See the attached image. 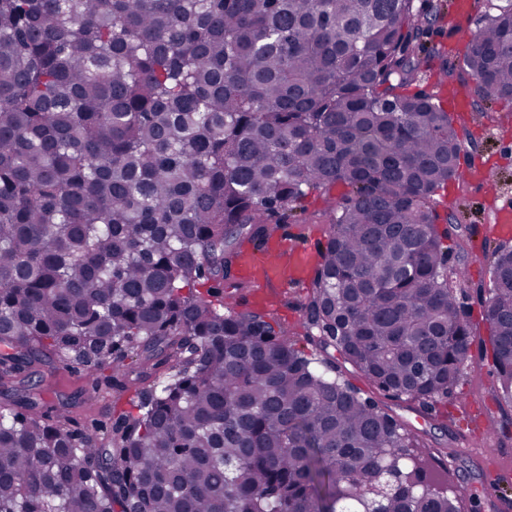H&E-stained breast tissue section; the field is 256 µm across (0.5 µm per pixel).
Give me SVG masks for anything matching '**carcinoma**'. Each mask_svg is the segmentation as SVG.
I'll return each instance as SVG.
<instances>
[{
	"instance_id": "carcinoma-1",
	"label": "carcinoma",
	"mask_w": 512,
	"mask_h": 512,
	"mask_svg": "<svg viewBox=\"0 0 512 512\" xmlns=\"http://www.w3.org/2000/svg\"><path fill=\"white\" fill-rule=\"evenodd\" d=\"M422 34L414 0H0V512H367L359 487L420 443L338 357L427 406L487 359L512 407V250L483 243L477 342L437 213L468 132L416 90ZM454 67L474 108L512 104V0ZM336 186L300 302L318 363L224 299L242 243ZM52 358L116 365L109 442L13 386ZM400 474L383 512H461Z\"/></svg>"
}]
</instances>
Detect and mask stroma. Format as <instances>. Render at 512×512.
<instances>
[{
  "instance_id": "1",
  "label": "stroma",
  "mask_w": 512,
  "mask_h": 512,
  "mask_svg": "<svg viewBox=\"0 0 512 512\" xmlns=\"http://www.w3.org/2000/svg\"><path fill=\"white\" fill-rule=\"evenodd\" d=\"M481 15L480 6H473L464 17H454L452 24L433 27L425 37L426 43L444 47L443 61H430L420 82L426 92L437 87L454 91L463 87L474 91L473 78L439 84L441 63H453L475 34ZM456 119L469 133L468 155L477 157L484 168L493 172L490 184L478 182H449L443 197L459 227L470 238L473 258L468 265L470 280L488 276L489 261L481 255V244L488 227V207L497 193L512 192V120H497L484 114L467 111L457 113ZM344 377L358 387L364 396L378 400L389 414L404 422L426 442L445 449V456L429 460V469L439 475L449 496L459 500L462 512H496L497 496H512V441L502 444L487 439L481 447H467L473 427L481 421L497 422L501 413L488 397L496 385L489 365L472 363L464 369L463 377L452 396L429 408L407 400L381 397L363 376L350 365L341 367ZM112 369H104L98 377H89L82 368L53 360L41 365L35 374L45 393L39 414H54L60 404H67L71 428L107 440L112 436V423L125 401L112 393ZM493 456L506 472V480L494 483L488 476L486 456Z\"/></svg>"
}]
</instances>
